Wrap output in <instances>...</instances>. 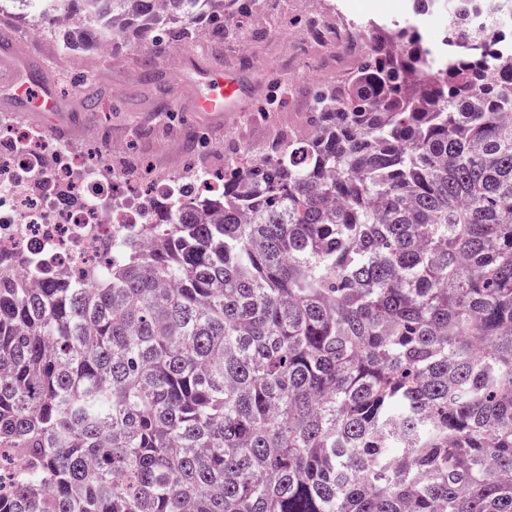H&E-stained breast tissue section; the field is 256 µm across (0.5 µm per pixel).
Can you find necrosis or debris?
Masks as SVG:
<instances>
[{"mask_svg": "<svg viewBox=\"0 0 512 512\" xmlns=\"http://www.w3.org/2000/svg\"><path fill=\"white\" fill-rule=\"evenodd\" d=\"M107 142L106 132H98ZM109 146L95 163L18 122L0 119V259L37 255L76 279L111 260L106 244L144 223L153 195L113 172Z\"/></svg>", "mask_w": 512, "mask_h": 512, "instance_id": "1", "label": "necrosis or debris"}]
</instances>
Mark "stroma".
I'll return each mask as SVG.
<instances>
[{
	"label": "stroma",
	"mask_w": 512,
	"mask_h": 512,
	"mask_svg": "<svg viewBox=\"0 0 512 512\" xmlns=\"http://www.w3.org/2000/svg\"><path fill=\"white\" fill-rule=\"evenodd\" d=\"M340 21L361 30L371 22L400 24L411 17V0H252L237 18V29L225 38L200 26L184 46L199 63L240 72L248 87L244 111L224 117L188 112L193 87L172 47L144 49L125 40L98 49L68 51L51 22L35 27L12 14L0 13V31H9L23 51L11 57L16 69L54 90V112H22L0 90V117H9L44 132L66 133L69 142L104 126L112 139L125 143L118 167L150 169L157 182L169 183L182 173L188 157L209 158L231 142L251 151L266 149L279 131L304 123L317 89L345 79L352 56L333 57L315 47H302L297 37L302 14ZM184 52V53H185ZM277 108L267 117L258 110L268 99Z\"/></svg>",
	"instance_id": "35a3bbf8"
}]
</instances>
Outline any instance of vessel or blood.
Instances as JSON below:
<instances>
[{
    "mask_svg": "<svg viewBox=\"0 0 512 512\" xmlns=\"http://www.w3.org/2000/svg\"><path fill=\"white\" fill-rule=\"evenodd\" d=\"M194 80L193 109L197 112H238L246 94L239 74L221 69L192 66ZM0 86L13 90L17 99L26 101L29 111H56L58 101L51 90L31 97V86L14 68L0 67Z\"/></svg>",
    "mask_w": 512,
    "mask_h": 512,
    "instance_id": "1",
    "label": "vessel or blood"
}]
</instances>
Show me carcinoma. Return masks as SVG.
<instances>
[{
    "label": "carcinoma",
    "instance_id": "obj_1",
    "mask_svg": "<svg viewBox=\"0 0 512 512\" xmlns=\"http://www.w3.org/2000/svg\"><path fill=\"white\" fill-rule=\"evenodd\" d=\"M245 0H0L225 35ZM374 24L304 137L89 274L0 264V512H512V0Z\"/></svg>",
    "mask_w": 512,
    "mask_h": 512
}]
</instances>
